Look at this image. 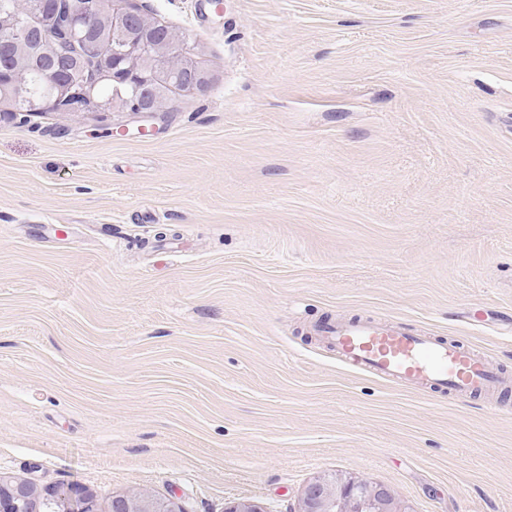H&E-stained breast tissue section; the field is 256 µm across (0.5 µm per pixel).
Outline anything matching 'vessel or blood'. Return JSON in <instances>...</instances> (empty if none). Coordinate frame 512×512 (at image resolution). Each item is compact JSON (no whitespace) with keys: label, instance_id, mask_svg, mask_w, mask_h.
Listing matches in <instances>:
<instances>
[{"label":"vessel or blood","instance_id":"b4317fda","mask_svg":"<svg viewBox=\"0 0 512 512\" xmlns=\"http://www.w3.org/2000/svg\"><path fill=\"white\" fill-rule=\"evenodd\" d=\"M313 332L340 363L417 391L478 396L494 404L512 391V377L495 371L486 351L456 340L368 320H332Z\"/></svg>","mask_w":512,"mask_h":512}]
</instances>
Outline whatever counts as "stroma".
I'll return each mask as SVG.
<instances>
[{
	"mask_svg": "<svg viewBox=\"0 0 512 512\" xmlns=\"http://www.w3.org/2000/svg\"><path fill=\"white\" fill-rule=\"evenodd\" d=\"M134 2L203 89L143 136L0 121V474L100 512H294L335 474L512 512V393H416L311 333L399 324L512 375V0ZM109 512H183L173 499L158 497L150 492L136 491L114 495Z\"/></svg>",
	"mask_w": 512,
	"mask_h": 512,
	"instance_id": "35a3bbf8",
	"label": "stroma"
}]
</instances>
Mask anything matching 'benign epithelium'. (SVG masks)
Segmentation results:
<instances>
[{
  "instance_id": "7a95c632",
  "label": "benign epithelium",
  "mask_w": 512,
  "mask_h": 512,
  "mask_svg": "<svg viewBox=\"0 0 512 512\" xmlns=\"http://www.w3.org/2000/svg\"><path fill=\"white\" fill-rule=\"evenodd\" d=\"M66 8L48 10V0H19V11L11 18L0 16V89L7 86L19 93L27 86L23 54L31 49L53 50L62 43L83 57L85 71L79 86L67 81L54 83L38 102L29 105L36 113L44 107L58 112H82L88 106L101 115L130 112L152 118L169 110L168 99L179 91L200 90L204 77L188 83L168 84L174 66L193 72L195 62L185 51V37L173 30L162 36L156 22L129 0H65ZM102 25L115 34L137 30L140 37L123 39L112 46V67L108 74L97 63L101 43L90 38ZM112 80L115 95L100 98L96 85ZM55 500L58 512H98L94 495L81 486L41 493L32 483L0 475V512H43V503ZM108 512H183L170 498L136 491L112 496ZM295 512H407L393 492L357 477H318L304 489Z\"/></svg>"
}]
</instances>
